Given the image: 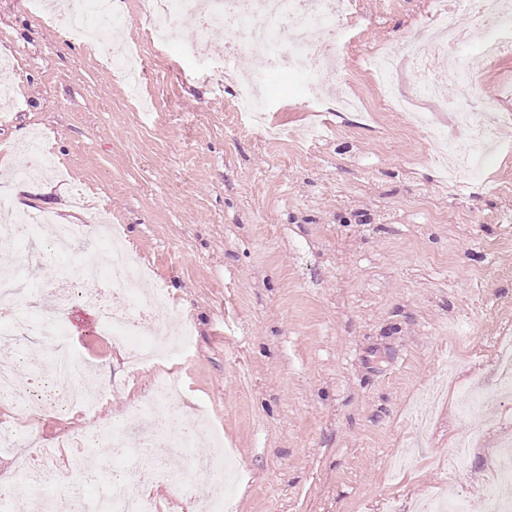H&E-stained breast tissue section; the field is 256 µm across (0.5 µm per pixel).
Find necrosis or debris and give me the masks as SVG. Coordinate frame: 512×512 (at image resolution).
Returning a JSON list of instances; mask_svg holds the SVG:
<instances>
[{
    "label": "necrosis or debris",
    "instance_id": "necrosis-or-debris-1",
    "mask_svg": "<svg viewBox=\"0 0 512 512\" xmlns=\"http://www.w3.org/2000/svg\"><path fill=\"white\" fill-rule=\"evenodd\" d=\"M41 2L23 0L25 9L35 18H48L76 40L96 35L105 25L113 29L119 26L113 0H60V8L49 16L43 14ZM352 6L353 0H140L138 19L148 27L154 44L163 49L178 41L180 23L185 18L195 22L191 46L197 52L214 27H223L228 37V59L238 62L258 55L264 59L267 71L288 70L306 75L307 102L316 108L326 100L327 75L340 70L341 53L353 18ZM469 18L476 20L483 41L481 52L475 56L462 52L471 41L465 24ZM511 53L512 0H433L427 24L412 26L400 41L366 53L365 65L379 80V101L383 106L407 112L413 101L425 97L436 109L454 114L458 126L468 131L464 142L447 144L431 131L426 137L430 146L446 149L449 156L464 164L501 143L506 117L474 111L470 102L479 95L480 73ZM402 66L410 73L409 92L405 95L391 79ZM443 66L458 80V94L452 100L442 96L432 81L435 71ZM262 73H242L232 110L250 118L252 128L258 129L265 141L275 143L283 139V132L263 127L258 121L256 97ZM18 261V267L0 272V317L8 321L0 328V335L15 339L36 331L52 343L51 412L63 414L74 408L95 411L103 398L98 373L92 363L68 345L67 306L56 305L40 324H33L28 309L19 300L25 282L21 266L27 258L22 255ZM109 265L119 275L112 293L88 288L80 277L66 283L71 294L94 300L101 333L117 344L133 338L144 340L148 352L136 356L139 364L186 352L192 343V324L173 308L162 289H146L141 262L116 245ZM182 390L183 382L178 376L169 372L159 375L150 395L128 408L123 424L84 429L74 436L72 452L64 464H55L56 451L51 447L34 455L16 456L18 484H29L34 477H51L63 465H80L90 473L100 467L106 469L112 455H125L130 462L114 478L112 491L93 499L73 492L70 512H159L151 496L127 492L129 486L149 480L184 491L207 484L211 512H225L222 489L230 462L220 451L205 458L194 455L195 442L205 431L206 422L200 413L190 419L177 413ZM107 445L112 448L108 455L103 452ZM157 445L176 456V466L163 470L141 468L144 454ZM488 454L495 458L496 466L484 488L486 507L488 512H505L507 504L498 497L496 486L512 479V444H498Z\"/></svg>",
    "mask_w": 512,
    "mask_h": 512
}]
</instances>
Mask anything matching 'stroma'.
<instances>
[{"instance_id": "1", "label": "stroma", "mask_w": 512, "mask_h": 512, "mask_svg": "<svg viewBox=\"0 0 512 512\" xmlns=\"http://www.w3.org/2000/svg\"><path fill=\"white\" fill-rule=\"evenodd\" d=\"M139 0H122L123 37L138 54L136 109L123 74L101 52L36 20L21 0H0V52L17 58L19 95L0 109V197L33 133L61 171L56 197L30 196L26 211L80 222L82 192L106 225L154 270L191 319L192 349L172 362L184 383L177 411L207 423L238 461L230 512H424L429 496L464 494L483 512L490 469L483 451L452 457L484 428L488 446L512 436V398L459 413L470 385L492 382L496 340L512 327V152H494L480 179L441 178L423 129L404 113L369 118L311 115L294 74L272 75L268 120L289 137L270 145L230 108L236 75L217 68L225 33L208 58L158 52L134 24ZM430 0H358L340 92L373 103L379 91L360 56L427 19ZM512 116V54L480 79L475 109ZM61 262L30 267L28 301L55 303ZM93 301L76 299L67 330L75 349L109 371L117 393L97 415L34 419L25 442L67 444L80 429L123 419L156 370L129 367L127 346L104 342ZM13 361L18 379L45 396L42 337ZM72 471L70 485L18 489L26 506L66 502L71 485L111 486Z\"/></svg>"}]
</instances>
